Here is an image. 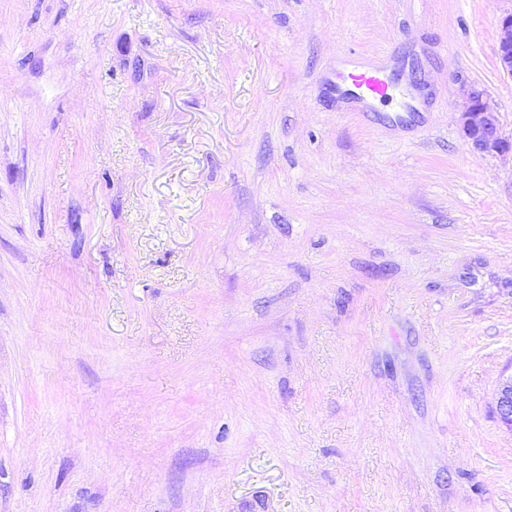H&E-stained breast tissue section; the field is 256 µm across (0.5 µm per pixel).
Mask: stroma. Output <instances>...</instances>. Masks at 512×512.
I'll return each mask as SVG.
<instances>
[{
	"instance_id": "stroma-1",
	"label": "stroma",
	"mask_w": 512,
	"mask_h": 512,
	"mask_svg": "<svg viewBox=\"0 0 512 512\" xmlns=\"http://www.w3.org/2000/svg\"><path fill=\"white\" fill-rule=\"evenodd\" d=\"M509 12L0 0V512H512ZM498 57L503 71L512 76V13L499 22ZM348 79L357 92L349 91L350 107L359 108L365 101H387L392 87L383 69L357 66L348 73ZM460 120L466 138L477 152L512 153V136L506 138L503 135L498 113L483 89L474 87L467 92ZM496 414L499 421L512 430V374L503 377L500 382Z\"/></svg>"
}]
</instances>
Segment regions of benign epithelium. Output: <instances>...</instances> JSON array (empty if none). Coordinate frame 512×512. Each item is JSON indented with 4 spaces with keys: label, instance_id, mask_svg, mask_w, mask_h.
I'll return each mask as SVG.
<instances>
[{
    "label": "benign epithelium",
    "instance_id": "benign-epithelium-1",
    "mask_svg": "<svg viewBox=\"0 0 512 512\" xmlns=\"http://www.w3.org/2000/svg\"><path fill=\"white\" fill-rule=\"evenodd\" d=\"M498 57L503 71L512 75V13L499 22ZM460 120L466 138L477 152H512V137L503 135L498 113L484 90L474 87L467 92ZM496 414L499 421L512 431V374L503 377L500 382Z\"/></svg>",
    "mask_w": 512,
    "mask_h": 512
}]
</instances>
